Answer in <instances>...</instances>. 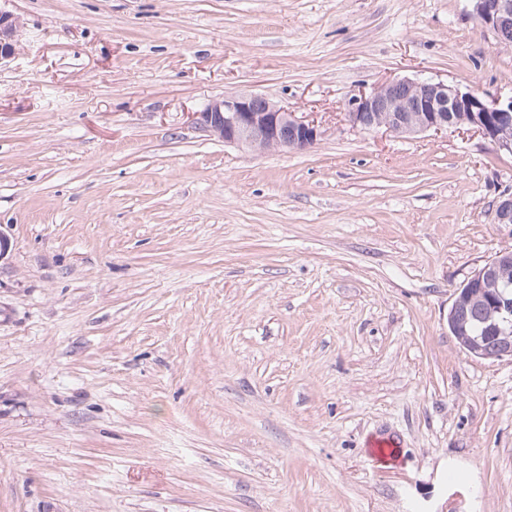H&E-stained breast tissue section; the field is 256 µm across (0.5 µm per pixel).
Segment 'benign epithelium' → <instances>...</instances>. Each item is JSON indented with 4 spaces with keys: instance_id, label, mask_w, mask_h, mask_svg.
I'll use <instances>...</instances> for the list:
<instances>
[{
    "instance_id": "7a95c632",
    "label": "benign epithelium",
    "mask_w": 512,
    "mask_h": 512,
    "mask_svg": "<svg viewBox=\"0 0 512 512\" xmlns=\"http://www.w3.org/2000/svg\"><path fill=\"white\" fill-rule=\"evenodd\" d=\"M474 15L491 29L498 41L512 44V0H471ZM20 29L13 15L0 10V61L11 57ZM350 125L362 131L382 129L400 136L450 128L474 130L490 140L499 152L512 154V97L488 100L475 90L431 79L395 78L370 91H360L347 102ZM194 123L224 143L263 151L270 148L307 150L321 135L317 122L289 111L267 97L255 93L224 96L201 112L192 113ZM494 223L512 224V193H504L495 203ZM512 266V248L499 251L457 289L448 312L452 333H460V313L471 289L481 288L500 314L499 322L488 329L504 340L489 353L477 339L461 340L468 354L484 359L512 360V303L498 291L503 271Z\"/></svg>"
}]
</instances>
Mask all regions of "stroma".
<instances>
[{
	"instance_id": "obj_1",
	"label": "stroma",
	"mask_w": 512,
	"mask_h": 512,
	"mask_svg": "<svg viewBox=\"0 0 512 512\" xmlns=\"http://www.w3.org/2000/svg\"><path fill=\"white\" fill-rule=\"evenodd\" d=\"M0 9L25 26L0 63V512H512V361L448 328L512 247V154L345 110L402 77L511 98L471 0ZM239 92L317 144L193 124Z\"/></svg>"
}]
</instances>
